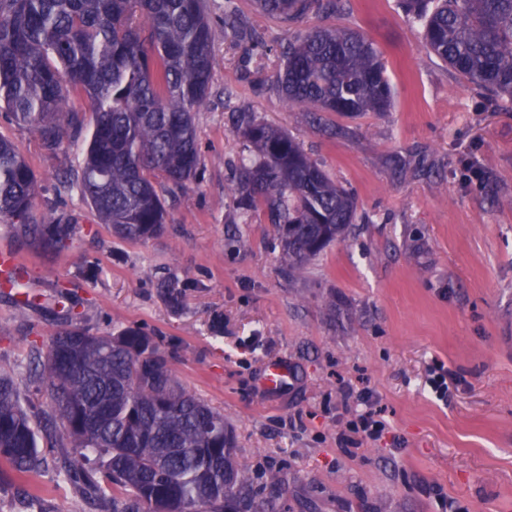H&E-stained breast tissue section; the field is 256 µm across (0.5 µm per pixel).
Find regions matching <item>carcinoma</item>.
<instances>
[{"label": "carcinoma", "mask_w": 512, "mask_h": 512, "mask_svg": "<svg viewBox=\"0 0 512 512\" xmlns=\"http://www.w3.org/2000/svg\"><path fill=\"white\" fill-rule=\"evenodd\" d=\"M288 24L272 86L300 112H390L394 89L377 44L346 28L299 23L342 12L345 0H255ZM425 47L465 82L512 104V0H399ZM231 38L263 46L233 9L214 20L206 0H0V109L54 153L85 137L82 198L118 237L144 240L166 219L156 185L181 188L202 164L195 114L214 81L212 48ZM95 107L88 134L78 113L64 120L70 93ZM235 133L256 153L230 188L237 208L275 225L288 267L298 271L357 220L353 196L327 176L286 132L236 115ZM36 175L0 137V221L42 253L71 248L73 226L35 210ZM66 326L31 353L36 391L49 396L46 424L59 423L81 449L72 468L105 454L86 483L120 512H238L248 474L232 454L224 415L187 392L156 338L139 327L93 332L66 307ZM40 429L0 364V460L19 473L44 464Z\"/></svg>", "instance_id": "1"}]
</instances>
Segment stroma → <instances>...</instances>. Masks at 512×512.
I'll list each match as a JSON object with an SVG mask.
<instances>
[{"label": "stroma", "instance_id": "35a3bbf8", "mask_svg": "<svg viewBox=\"0 0 512 512\" xmlns=\"http://www.w3.org/2000/svg\"><path fill=\"white\" fill-rule=\"evenodd\" d=\"M232 6L265 46L215 45L210 101L196 114L203 164L166 194L154 237L125 240L100 224L79 190L81 142L49 154L0 111V137L41 181L38 210L74 227L72 248L46 255L0 223V247L19 253L36 301L19 306L0 288V359L26 384L32 341L65 322L54 306L63 284L90 329L158 336L179 383L223 414L251 495L274 512H441L444 500L512 512V109L429 52L397 0H348L323 23L377 44L395 106L312 120L257 81L275 73L287 29L254 0ZM240 110L286 131L356 199L346 238L300 272L266 216L240 214L228 193L248 157L231 128ZM86 260L94 279L80 275ZM168 278L182 283L179 300L160 288ZM270 359L293 372L278 392L261 385ZM439 365L444 399L429 384ZM349 388L370 389L386 424L352 454L340 442L357 408ZM74 455L55 447L25 477L0 465V512H112L111 498L68 475Z\"/></svg>", "mask_w": 512, "mask_h": 512}]
</instances>
